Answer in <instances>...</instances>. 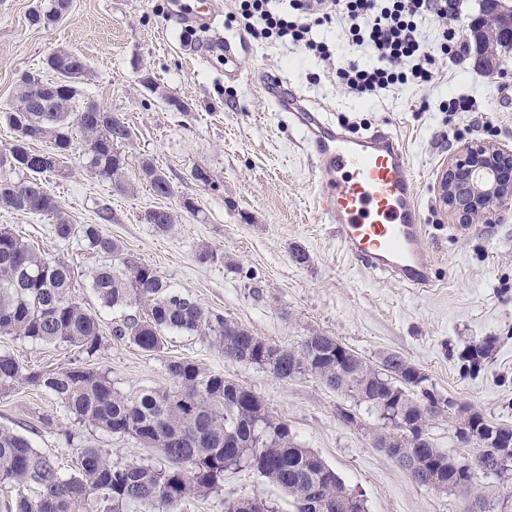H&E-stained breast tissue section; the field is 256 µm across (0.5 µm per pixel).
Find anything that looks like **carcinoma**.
Here are the masks:
<instances>
[{
	"label": "carcinoma",
	"instance_id": "obj_1",
	"mask_svg": "<svg viewBox=\"0 0 512 512\" xmlns=\"http://www.w3.org/2000/svg\"><path fill=\"white\" fill-rule=\"evenodd\" d=\"M54 80L38 75L21 78L16 103L0 116L15 131L12 143L0 148V209L44 216L54 235L70 239L76 230L58 198L41 175L64 170L82 139L81 157L87 170L123 194L136 184L124 179L127 166L121 147L132 131L117 112H86L73 79L85 72L75 55L45 59ZM39 100L38 111L29 103ZM46 142L40 151L34 144ZM139 182L157 196L174 190L167 175L145 159ZM177 215L156 208L143 223L160 235L170 233ZM86 249L102 258L89 273V287L102 306L120 313L113 335L145 352H158L169 333L198 334L214 339L224 358L254 364L288 380L310 373L326 386L379 411L386 405L392 423L411 425L424 440H393L406 452L395 457L419 487L432 480L446 489L461 487L462 465L480 456L485 466L503 477L494 453L482 441L490 435L511 437L512 426L494 423L472 412L470 437L457 436L473 452L456 460L425 436L431 421L452 414V401L443 402L424 387L427 377L398 353H389L377 366L345 347L336 356V339L319 333L297 346H277L238 323L204 308L174 288L155 267L128 255L98 224L82 228ZM73 268L31 247L10 228H0V335L34 342L73 346L91 358L100 350L103 331L98 316L72 297ZM492 341L468 344L466 361L476 366L487 359ZM167 370L173 384L135 393L112 387L108 374L88 367L33 371L9 353H0V395L25 383L53 394L73 421L103 432L131 436L153 456L112 461L100 448L80 449L76 465L66 474L31 440L0 426V484L16 491L14 512H125L131 505H150L154 512H175L189 496L206 497L224 486V472L248 468L288 493L293 512H336V500L348 493L340 476L322 458L299 444L288 423L272 416L264 401L243 389L224 399L229 380L203 371L190 360H171ZM237 512H274L262 498H245Z\"/></svg>",
	"mask_w": 512,
	"mask_h": 512
}]
</instances>
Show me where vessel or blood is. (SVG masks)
Masks as SVG:
<instances>
[{
	"mask_svg": "<svg viewBox=\"0 0 512 512\" xmlns=\"http://www.w3.org/2000/svg\"><path fill=\"white\" fill-rule=\"evenodd\" d=\"M273 109L286 114L301 133L319 176L321 219L335 225L343 252L402 287H433L434 263L422 245L426 226L415 193V169L402 136L385 128L350 135L308 109L297 94L275 101Z\"/></svg>",
	"mask_w": 512,
	"mask_h": 512,
	"instance_id": "1",
	"label": "vessel or blood"
}]
</instances>
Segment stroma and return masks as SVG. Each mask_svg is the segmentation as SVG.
Segmentation results:
<instances>
[{"label": "stroma", "mask_w": 512, "mask_h": 512, "mask_svg": "<svg viewBox=\"0 0 512 512\" xmlns=\"http://www.w3.org/2000/svg\"><path fill=\"white\" fill-rule=\"evenodd\" d=\"M49 4L0 0V112L9 110L22 76L45 74L48 53L72 51L86 64L78 85L82 99L120 113L135 133L124 149L127 178L137 179L146 158L174 188L168 198L143 185L120 194L72 157L65 175L47 173L42 180L73 224H102L125 252L157 268L175 288L270 343L295 346L316 332L374 364L399 353L427 376L426 386L437 398L512 425V209L497 211L488 221L458 224L439 194L448 161L464 144L477 140L512 149V65L492 73L471 60L444 63L427 89L408 87L365 101L322 77L321 64L299 48L255 41L227 24L230 0H218L211 27L198 30L192 43L183 38L175 0H70L57 23L33 24L32 13ZM223 40L240 60L234 80L201 49ZM270 73L305 94L332 122L347 117L404 137L417 169L435 287L421 292L401 287L342 252L334 227L322 222L317 209V177L300 134L273 111L263 88ZM146 77L158 93L144 88ZM458 93L490 102L491 112L450 117L421 108L424 100ZM172 97L183 110L169 105ZM197 168L210 172L215 188L193 178ZM187 198L197 214L183 211ZM157 207L179 216L169 235L140 220L145 210ZM3 225L73 266L83 282L99 262L86 251L81 234L59 240L47 218L0 210ZM201 242L218 253L219 262H196ZM297 247L306 251V264L294 262ZM75 296L101 321L103 344L93 358L73 347L15 336H0V350L32 370L87 365L107 371L125 393L171 386L169 360H192L264 399L298 443L318 453L348 488L362 492L367 512H461L462 495L416 486L376 446L374 435L382 426L376 413L314 375L278 379L257 366L226 360L218 346L197 335L167 336L160 352L148 353L112 336L119 315L103 307L92 289L83 286ZM484 338L493 339V352L482 366L470 367L461 352ZM345 411L353 421H343ZM0 426L28 436L65 472L82 448H100L123 461L149 455L132 437L74 423L51 393L27 384L0 398ZM255 496L273 503L277 512H292L278 487L245 468L226 472L221 492L187 498L176 512H224L225 500Z\"/></svg>", "instance_id": "35a3bbf8"}]
</instances>
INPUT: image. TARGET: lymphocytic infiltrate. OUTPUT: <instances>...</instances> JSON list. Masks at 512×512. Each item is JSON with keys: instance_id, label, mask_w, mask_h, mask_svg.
<instances>
[{"instance_id": "f902f5d3", "label": "lymphocytic infiltrate", "mask_w": 512, "mask_h": 512, "mask_svg": "<svg viewBox=\"0 0 512 512\" xmlns=\"http://www.w3.org/2000/svg\"><path fill=\"white\" fill-rule=\"evenodd\" d=\"M461 14V0H233L229 19L254 40L302 49L338 86L373 99L406 85L430 86L439 61H464L470 45L457 24ZM336 21L369 63L334 61L317 29Z\"/></svg>"}]
</instances>
